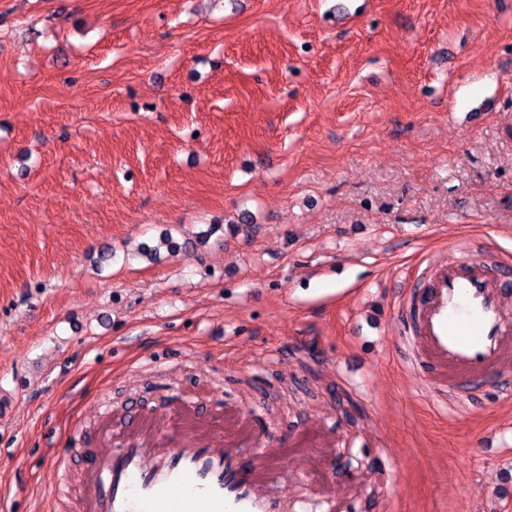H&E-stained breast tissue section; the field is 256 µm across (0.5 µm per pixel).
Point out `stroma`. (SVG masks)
Masks as SVG:
<instances>
[{
	"instance_id": "obj_1",
	"label": "stroma",
	"mask_w": 512,
	"mask_h": 512,
	"mask_svg": "<svg viewBox=\"0 0 512 512\" xmlns=\"http://www.w3.org/2000/svg\"><path fill=\"white\" fill-rule=\"evenodd\" d=\"M462 236L512 257V0H0V498L74 512L102 417L192 403L337 434L352 512H512V404L391 345Z\"/></svg>"
}]
</instances>
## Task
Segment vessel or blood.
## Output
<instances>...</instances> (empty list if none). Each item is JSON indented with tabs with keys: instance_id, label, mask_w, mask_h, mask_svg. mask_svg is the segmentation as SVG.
<instances>
[{
	"instance_id": "vessel-or-blood-1",
	"label": "vessel or blood",
	"mask_w": 512,
	"mask_h": 512,
	"mask_svg": "<svg viewBox=\"0 0 512 512\" xmlns=\"http://www.w3.org/2000/svg\"><path fill=\"white\" fill-rule=\"evenodd\" d=\"M397 346L434 403L469 405L487 381L512 400V278L457 239L453 256L427 264L410 292ZM277 443L260 430L195 442L171 425L97 449L82 474L78 512H279L266 485Z\"/></svg>"
}]
</instances>
